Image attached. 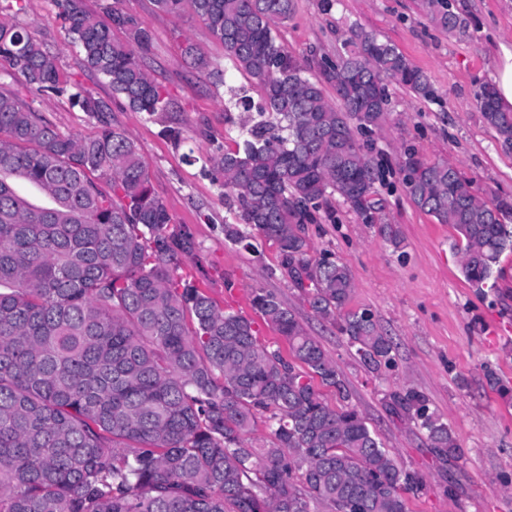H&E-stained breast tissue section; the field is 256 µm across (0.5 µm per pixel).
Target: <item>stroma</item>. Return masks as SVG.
<instances>
[{
	"mask_svg": "<svg viewBox=\"0 0 512 512\" xmlns=\"http://www.w3.org/2000/svg\"><path fill=\"white\" fill-rule=\"evenodd\" d=\"M451 3L470 18L468 37L436 29L419 0H295L293 18L277 31L314 75L321 58L335 57L349 27L359 25L396 45L427 75L434 91L425 100L389 87V119L368 139L384 170L378 190L386 208L379 224L364 223L336 199L329 218L307 227L313 254L332 253L350 269V308L369 310L392 340L395 362L380 371H370L346 336L311 310L301 289L275 274L274 246L258 236L247 248L225 241V225L238 218L210 175V158L218 145L239 135L237 125L224 117L231 96L255 100L259 93L203 23L187 13L155 12L152 0H121V7L138 15L152 33L147 64L172 110L151 118L116 107L108 119L139 147L155 194L192 233L195 246L187 263L197 278L219 279L229 271L243 295L256 288L276 293L336 362L351 404L396 463L424 480L422 492L409 497L410 512H512V252L503 256L494 285L471 287L451 249V226L413 206L398 171L404 150L412 149L425 161L455 165L472 179L479 199L498 196L512 203V151L503 150L495 130L485 124L476 98L481 84L494 82L502 48L512 49V0ZM57 14L54 0H27L21 22L58 55L64 71L109 97V89L81 67ZM187 41L225 70L224 85L213 86L187 66L182 52ZM3 90L32 102L63 134L87 136L99 129L67 98L41 96L0 62ZM168 126L179 131V139L165 135ZM383 223L396 226L400 247L383 238ZM492 372L504 392L490 387ZM408 389L424 394L448 423L460 457L439 455L394 405L392 394Z\"/></svg>",
	"mask_w": 512,
	"mask_h": 512,
	"instance_id": "1",
	"label": "stroma"
}]
</instances>
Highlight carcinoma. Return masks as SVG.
<instances>
[{
	"instance_id": "cac0c4a2",
	"label": "carcinoma",
	"mask_w": 512,
	"mask_h": 512,
	"mask_svg": "<svg viewBox=\"0 0 512 512\" xmlns=\"http://www.w3.org/2000/svg\"><path fill=\"white\" fill-rule=\"evenodd\" d=\"M55 3L82 67L112 100L150 117L170 111L145 66L151 33L141 18L120 0L104 7L107 23L85 0ZM152 4L164 14L191 12L261 90L257 106L237 101L247 124L214 159L213 179L238 210L225 240L241 244L254 231L275 246L280 274L315 313L336 322L369 367L390 365L393 344L371 313L345 309L349 268L331 253L311 257L306 225L335 197L365 223L378 219L381 169L358 135L388 119L389 85L431 97L427 76L357 25L343 52L306 76L276 34L294 0ZM420 8L440 31L468 36V19L449 0H420ZM183 54L224 84L191 42ZM0 60L101 124L93 135H65L0 91V512H310L312 502L335 512H409L406 493L419 480L355 408H332L320 396L316 379L348 398L336 364L292 308L272 292H252V308L288 344L289 361L258 340L251 320L182 276L192 234L155 195L138 146L108 122L109 102L26 28L2 20ZM477 99L511 150L512 110L489 83ZM399 174L415 207L454 228L464 278L488 285L512 252V226L503 223L512 205L479 200L447 162L408 153ZM393 400L431 447L460 454L423 395ZM260 424L267 435L255 439Z\"/></svg>"
}]
</instances>
